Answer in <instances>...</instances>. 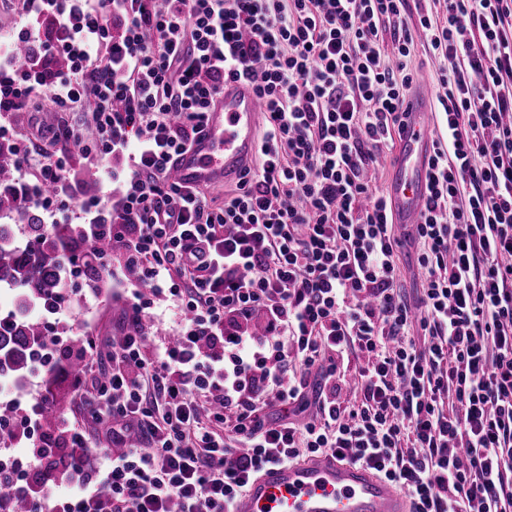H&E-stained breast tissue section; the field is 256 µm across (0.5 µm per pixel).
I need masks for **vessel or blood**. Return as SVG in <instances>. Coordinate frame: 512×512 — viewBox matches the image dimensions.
Listing matches in <instances>:
<instances>
[{
    "mask_svg": "<svg viewBox=\"0 0 512 512\" xmlns=\"http://www.w3.org/2000/svg\"><path fill=\"white\" fill-rule=\"evenodd\" d=\"M432 93L420 89L403 110L405 127L387 188L393 223L411 230L427 198ZM263 109L252 86L225 82L210 104L192 145L170 163L186 187L215 188L238 179L258 149ZM234 512H410L408 499L366 467L322 455L303 463L264 468L235 500Z\"/></svg>",
    "mask_w": 512,
    "mask_h": 512,
    "instance_id": "b4317fda",
    "label": "vessel or blood"
}]
</instances>
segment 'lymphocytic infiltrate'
I'll list each match as a JSON object with an SVG mask.
<instances>
[{
    "mask_svg": "<svg viewBox=\"0 0 512 512\" xmlns=\"http://www.w3.org/2000/svg\"><path fill=\"white\" fill-rule=\"evenodd\" d=\"M435 2L438 20L409 0H23L0 39L19 195L49 226L79 202L88 240L123 244L97 263L140 283L123 333L78 353L83 414L122 452L86 467L89 434L65 417L44 431L41 394L0 421V445L27 446L0 485L29 512L48 506L31 478L56 437L72 456L55 512H232L267 465L319 455L370 468L413 512H512V0ZM420 46L446 126L404 235L362 174L401 134ZM240 79L264 106L262 162L218 206L168 163ZM37 86L85 110L50 152L14 135ZM75 151L97 163L95 194L76 189ZM164 292L176 327L158 338ZM416 244L404 246L400 253L401 284L409 296H414L416 289L422 288L421 276L416 266Z\"/></svg>",
    "mask_w": 512,
    "mask_h": 512,
    "instance_id": "1",
    "label": "lymphocytic infiltrate"
}]
</instances>
